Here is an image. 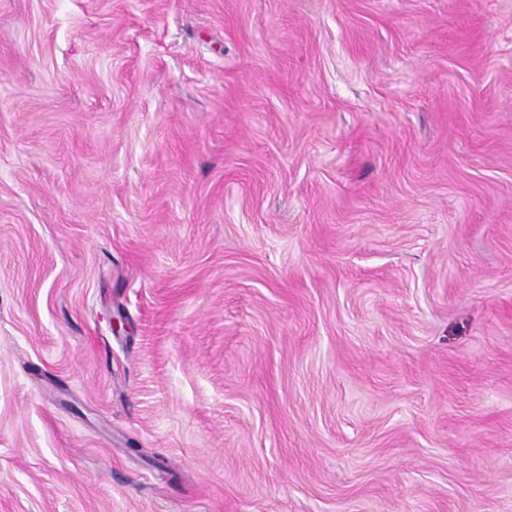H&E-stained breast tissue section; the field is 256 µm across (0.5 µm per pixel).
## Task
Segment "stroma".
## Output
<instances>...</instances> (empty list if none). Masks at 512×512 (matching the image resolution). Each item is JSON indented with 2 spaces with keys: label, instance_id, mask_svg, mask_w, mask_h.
Wrapping results in <instances>:
<instances>
[{
  "label": "stroma",
  "instance_id": "obj_1",
  "mask_svg": "<svg viewBox=\"0 0 512 512\" xmlns=\"http://www.w3.org/2000/svg\"><path fill=\"white\" fill-rule=\"evenodd\" d=\"M0 512H512V0H0Z\"/></svg>",
  "mask_w": 512,
  "mask_h": 512
}]
</instances>
